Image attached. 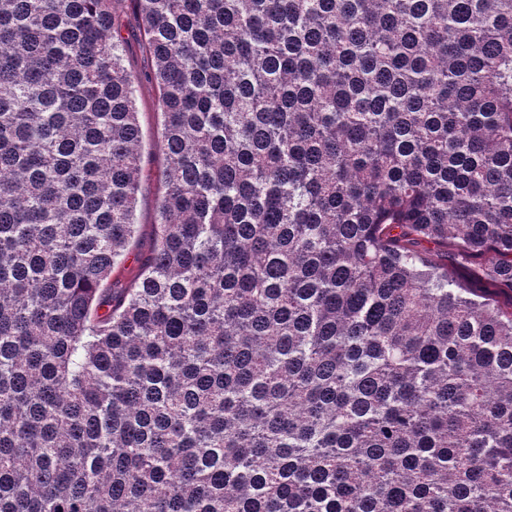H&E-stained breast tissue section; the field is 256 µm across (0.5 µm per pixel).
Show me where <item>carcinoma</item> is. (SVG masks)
<instances>
[{"mask_svg": "<svg viewBox=\"0 0 512 512\" xmlns=\"http://www.w3.org/2000/svg\"><path fill=\"white\" fill-rule=\"evenodd\" d=\"M109 2L0 0V512H512V0H135L132 288ZM110 8L122 25L127 43L124 48L123 64L134 80V98L137 118L143 132L142 161L147 175L138 188L135 222L137 234L130 246L129 259L117 273L112 276L114 288H122L138 275L139 265L136 256L145 257L150 253L154 224L158 223V202L166 191V186L157 172L164 166L161 151L156 147L161 132V107L159 91L151 80L153 63L144 48V33L138 11L130 0L113 1Z\"/></svg>", "mask_w": 512, "mask_h": 512, "instance_id": "carcinoma-1", "label": "carcinoma"}]
</instances>
